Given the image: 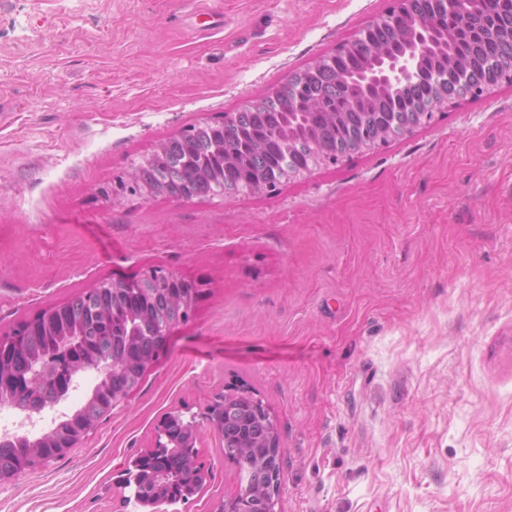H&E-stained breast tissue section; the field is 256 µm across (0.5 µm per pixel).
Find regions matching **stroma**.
<instances>
[{"label":"stroma","instance_id":"1","mask_svg":"<svg viewBox=\"0 0 512 512\" xmlns=\"http://www.w3.org/2000/svg\"><path fill=\"white\" fill-rule=\"evenodd\" d=\"M393 0H0V336L99 281L200 282L187 324L0 512H123L160 418L242 387L277 512H512V86L275 195L179 201L132 165L351 41ZM178 512L237 487L218 436Z\"/></svg>","mask_w":512,"mask_h":512}]
</instances>
